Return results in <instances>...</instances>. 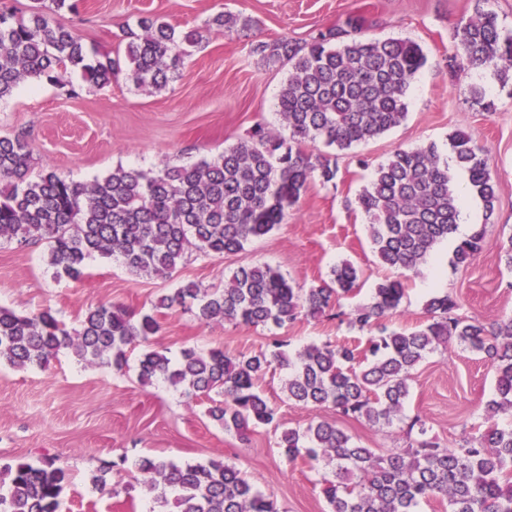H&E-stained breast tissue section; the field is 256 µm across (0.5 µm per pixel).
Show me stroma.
Masks as SVG:
<instances>
[{
    "instance_id": "1",
    "label": "stroma",
    "mask_w": 512,
    "mask_h": 512,
    "mask_svg": "<svg viewBox=\"0 0 512 512\" xmlns=\"http://www.w3.org/2000/svg\"><path fill=\"white\" fill-rule=\"evenodd\" d=\"M480 9L495 12L503 26L512 27V0H80L77 11H60L61 24L78 30L103 53L121 50L123 27L143 13L161 16L179 29H203L204 38L185 57L179 80L162 91L135 88L121 76L98 88L79 72L63 69L57 83L25 82L1 100L0 136L28 133L34 176L53 171L88 182L119 165L147 170L165 161L192 163L222 153L256 124L281 129L276 100L288 69L258 64L250 54L255 40L285 38L301 44L359 17L365 24L358 38L415 42L426 62L412 82L408 114L398 126L344 151L306 143V151L335 158V181L310 182L283 223L239 253L204 258L189 251L165 279L134 276L119 261L96 256L88 259L83 279L72 281L54 278L45 242L1 244V307L24 315L49 308L73 327L89 308L119 304L138 313L154 312L161 331L150 344L132 346L120 372L78 361L67 350L43 369L0 365V464L57 458L70 472L60 512H146L148 501L128 471L107 474L115 494L99 492L92 484L101 461L122 456L179 464L221 458L236 464L279 512H329L321 491L322 463H288L269 427L250 428L243 440L224 433L206 414L207 397L186 398L162 381L142 386L138 360L149 346L175 357L190 346H221L236 353L277 340L292 351L347 338L346 325L336 317H303L272 329L228 323L208 327L182 309L161 308L157 302L184 281L223 286L233 270L246 265H270L295 286L309 288L345 260L361 278L359 291L342 299V311L369 302L375 284L390 271L373 253L367 218L356 203L359 193L372 170L395 150L433 144L442 157H450L449 137L457 131L468 132L484 148L496 184L493 213H486L478 197L467 198L475 223L485 227L483 249L468 266L456 269L450 264L452 243L441 244L419 274L406 281L402 304L387 323L409 329L426 323V302L437 291L456 299L459 317L491 323L512 315V271L499 260L500 244L512 236V80H499L489 68L456 76L446 66L458 19ZM221 11L250 18L251 28L229 36L206 30L208 18ZM73 88L78 96H70ZM478 88L493 101V111L475 102ZM285 377L275 368L259 383L277 406L283 426L301 430L314 420H336L331 409L289 401ZM495 385L494 371L484 359L453 344L438 347L414 373L403 418L421 417L429 437L453 446L484 425Z\"/></svg>"
}]
</instances>
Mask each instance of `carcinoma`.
Instances as JSON below:
<instances>
[{
    "mask_svg": "<svg viewBox=\"0 0 512 512\" xmlns=\"http://www.w3.org/2000/svg\"><path fill=\"white\" fill-rule=\"evenodd\" d=\"M75 7V0H34L23 13L11 0H0V100L30 78L54 82L68 67L81 70L97 87L123 73L138 88L165 89L181 77L187 48L202 41L196 29L178 30L143 14L123 28L124 54H101L56 21L61 10ZM237 24L238 17L225 12L207 22L226 33ZM361 27L360 20L350 19L346 27L321 31L302 46L286 40L252 45L263 65H290L277 98L286 136L258 124L217 156L165 163L156 171L118 166L87 183L54 171L27 178L28 135L0 137V243L45 241L54 277L72 280L81 279L95 255L117 257L135 275L167 278L191 249L203 257L244 250L283 222L309 182L336 179V164L302 145L349 149L407 116L411 82L425 63L421 47L349 37ZM455 39L456 51L448 58L454 73L489 66L500 79H512V28L502 26L495 12L460 18ZM449 145L454 167L434 144L398 149L374 169L358 195L376 256L395 272L376 285L371 302L346 314L349 330L369 333L365 342L310 344L292 353L279 343L248 354L186 347L177 358L149 348L139 358L140 383L162 378L189 398L215 394L208 415L228 433L243 436L252 425L280 430L277 448L287 461L307 458L331 468L323 488L330 512H419L431 501L447 503L448 512H512V316L494 323L460 318L453 314L455 299L437 293L426 302L427 323L414 329L385 323L401 304L409 274L418 273L457 230L460 196L452 169L467 176L486 212L494 211L495 184L482 146L465 132L453 133ZM484 238L481 227L460 240L453 264L472 261ZM358 280V269L348 261L308 289L295 287L269 265L241 266L222 289L185 282L159 305L180 306L203 325L279 328L301 316L325 314L356 291ZM159 331L155 315L115 304L89 309L72 328L48 309L27 316L0 307V364L43 368L68 349L88 364L120 371L128 362V346L148 344ZM452 342L487 361L496 377V395L485 409L491 424L454 448L428 438L418 418L406 426L407 447L381 453L327 420H313L302 431L282 430L277 407L258 389L269 369L279 366L288 370V399L331 408L388 435L402 421L417 365ZM116 466L102 462L92 478L97 489L118 494L105 479ZM133 470L149 500L148 512H278L222 459L176 465L144 456ZM67 481V469L51 457L37 466L6 465L0 470V512H58Z\"/></svg>",
    "mask_w": 512,
    "mask_h": 512,
    "instance_id": "cac0c4a2",
    "label": "carcinoma"
}]
</instances>
